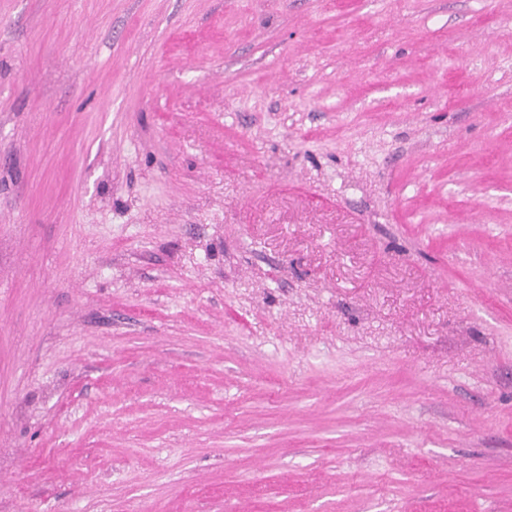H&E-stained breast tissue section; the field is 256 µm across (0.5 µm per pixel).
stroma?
I'll list each match as a JSON object with an SVG mask.
<instances>
[{"mask_svg": "<svg viewBox=\"0 0 512 512\" xmlns=\"http://www.w3.org/2000/svg\"><path fill=\"white\" fill-rule=\"evenodd\" d=\"M0 512H512V0H0Z\"/></svg>", "mask_w": 512, "mask_h": 512, "instance_id": "1", "label": "stroma"}]
</instances>
